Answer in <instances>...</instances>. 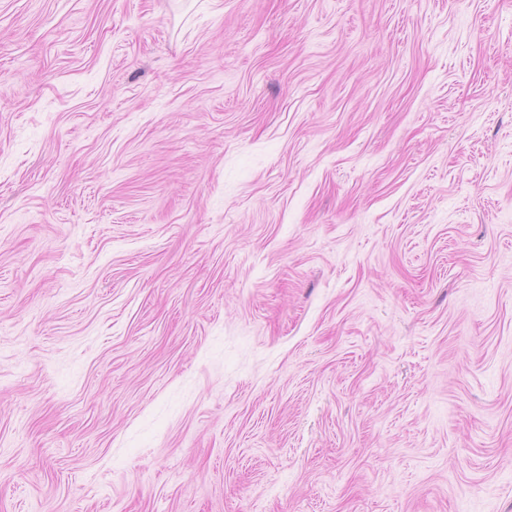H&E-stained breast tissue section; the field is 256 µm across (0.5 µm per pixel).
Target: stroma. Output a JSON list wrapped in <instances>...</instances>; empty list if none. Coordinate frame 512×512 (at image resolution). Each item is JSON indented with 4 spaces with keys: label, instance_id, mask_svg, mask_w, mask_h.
<instances>
[{
    "label": "stroma",
    "instance_id": "1",
    "mask_svg": "<svg viewBox=\"0 0 512 512\" xmlns=\"http://www.w3.org/2000/svg\"><path fill=\"white\" fill-rule=\"evenodd\" d=\"M0 512H512V0H0Z\"/></svg>",
    "mask_w": 512,
    "mask_h": 512
}]
</instances>
